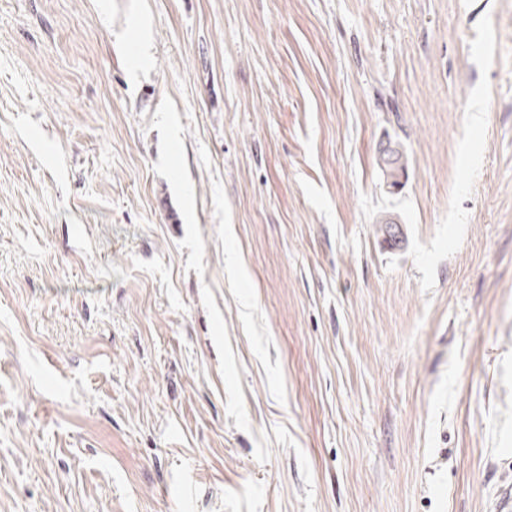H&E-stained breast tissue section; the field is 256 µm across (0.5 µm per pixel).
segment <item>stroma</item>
<instances>
[{
	"label": "stroma",
	"instance_id": "stroma-1",
	"mask_svg": "<svg viewBox=\"0 0 512 512\" xmlns=\"http://www.w3.org/2000/svg\"><path fill=\"white\" fill-rule=\"evenodd\" d=\"M0 512H512V0H0ZM383 147L379 150L378 155V166L383 175L384 183L388 189L391 190L401 185L399 178L401 175H406L408 162L404 152L396 145L392 146L391 142L382 144ZM383 154V155H382ZM385 159H391V163H387ZM389 193H395L396 191H388Z\"/></svg>",
	"mask_w": 512,
	"mask_h": 512
}]
</instances>
